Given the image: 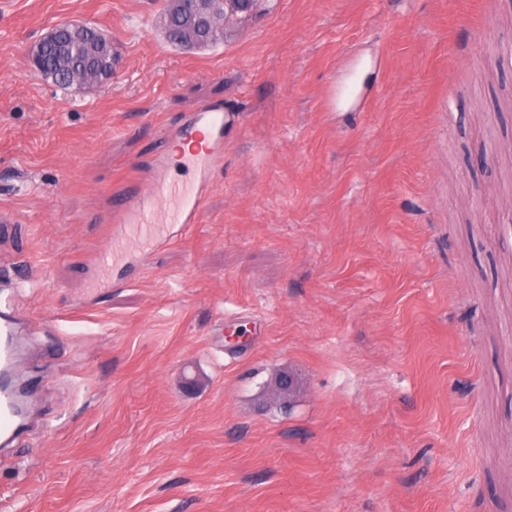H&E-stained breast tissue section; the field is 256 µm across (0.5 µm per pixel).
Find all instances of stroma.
<instances>
[{
    "instance_id": "35a3bbf8",
    "label": "stroma",
    "mask_w": 512,
    "mask_h": 512,
    "mask_svg": "<svg viewBox=\"0 0 512 512\" xmlns=\"http://www.w3.org/2000/svg\"><path fill=\"white\" fill-rule=\"evenodd\" d=\"M161 7L0 0V512H512V0H263L205 50ZM63 20L121 58L76 97L28 62ZM206 106L198 224L130 241L113 198ZM14 335V325L11 320L3 319L0 323V371L7 372L10 370L13 359L14 349H11V336ZM16 393L12 389H0V436L10 439L19 426Z\"/></svg>"
}]
</instances>
